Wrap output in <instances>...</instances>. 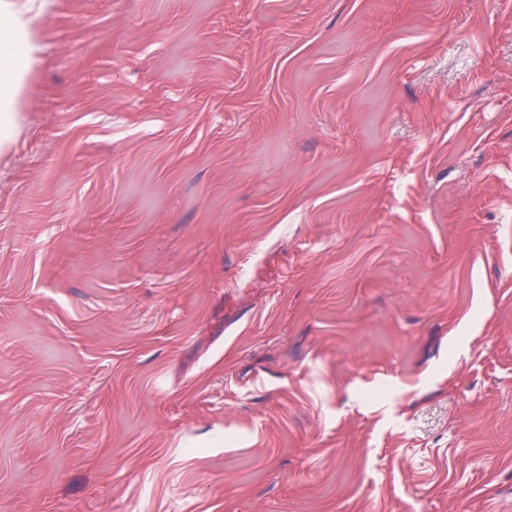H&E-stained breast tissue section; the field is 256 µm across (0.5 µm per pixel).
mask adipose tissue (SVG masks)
Returning a JSON list of instances; mask_svg holds the SVG:
<instances>
[{
    "instance_id": "ef3b65f1",
    "label": "adipose tissue",
    "mask_w": 512,
    "mask_h": 512,
    "mask_svg": "<svg viewBox=\"0 0 512 512\" xmlns=\"http://www.w3.org/2000/svg\"><path fill=\"white\" fill-rule=\"evenodd\" d=\"M23 0H0V149L17 127L14 102L30 69L40 60L41 47L34 38Z\"/></svg>"
}]
</instances>
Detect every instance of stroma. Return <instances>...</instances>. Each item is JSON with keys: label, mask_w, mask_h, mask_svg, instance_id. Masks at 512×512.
I'll use <instances>...</instances> for the list:
<instances>
[{"label": "stroma", "mask_w": 512, "mask_h": 512, "mask_svg": "<svg viewBox=\"0 0 512 512\" xmlns=\"http://www.w3.org/2000/svg\"><path fill=\"white\" fill-rule=\"evenodd\" d=\"M38 2L0 512H512V0Z\"/></svg>", "instance_id": "stroma-1"}]
</instances>
